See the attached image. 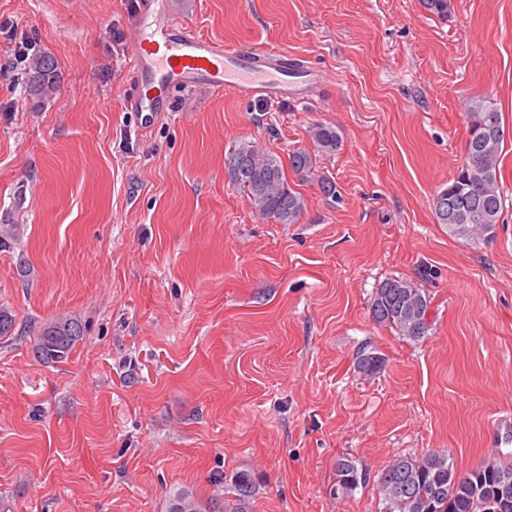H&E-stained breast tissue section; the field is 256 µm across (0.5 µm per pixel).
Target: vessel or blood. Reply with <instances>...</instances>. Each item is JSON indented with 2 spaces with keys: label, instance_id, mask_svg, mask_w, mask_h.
I'll return each mask as SVG.
<instances>
[{
  "label": "vessel or blood",
  "instance_id": "vessel-or-blood-1",
  "mask_svg": "<svg viewBox=\"0 0 512 512\" xmlns=\"http://www.w3.org/2000/svg\"><path fill=\"white\" fill-rule=\"evenodd\" d=\"M128 111L152 118L167 109L165 86L208 88L244 99H306L325 89L323 71L280 50L245 55L197 33L171 14L166 0H139L131 27Z\"/></svg>",
  "mask_w": 512,
  "mask_h": 512
}]
</instances>
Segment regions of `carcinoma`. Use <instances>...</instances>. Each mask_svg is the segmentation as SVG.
I'll use <instances>...</instances> for the list:
<instances>
[{
  "instance_id": "1",
  "label": "carcinoma",
  "mask_w": 512,
  "mask_h": 512,
  "mask_svg": "<svg viewBox=\"0 0 512 512\" xmlns=\"http://www.w3.org/2000/svg\"><path fill=\"white\" fill-rule=\"evenodd\" d=\"M431 14L445 20L451 13V0H421ZM27 86L35 99L56 95L58 78L55 63L48 55L29 60ZM469 128L466 153L448 184L434 198L445 212L459 219L446 222L448 234L474 240L483 236L482 225L499 223L503 211L500 187V161L505 131L502 115L494 100L474 99L466 108ZM314 151L297 149L288 162L254 145L243 144L229 159L230 177L249 205L260 217L279 224H297L305 210L304 198L288 184L285 167L319 185L323 194L332 197L336 187L318 174L317 154H334L342 145L336 128L316 124L310 131ZM373 321L396 332L397 336L419 342L432 329L431 298L417 282L389 278L375 290L371 302ZM32 350L41 362L58 363L69 358L84 330L81 321L71 315L47 320L32 330ZM512 478V453L489 459L466 474L456 472L446 452L428 453L421 457L398 456L377 473V489L384 504L383 512H512L501 502V478ZM337 486L349 493L370 480V473L358 460L343 456L336 460ZM233 499L224 500L223 512H244L254 486L250 477L237 475L230 488ZM168 512H212L211 507L194 495L174 496Z\"/></svg>"
}]
</instances>
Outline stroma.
Segmentation results:
<instances>
[{"label":"stroma","mask_w":512,"mask_h":512,"mask_svg":"<svg viewBox=\"0 0 512 512\" xmlns=\"http://www.w3.org/2000/svg\"><path fill=\"white\" fill-rule=\"evenodd\" d=\"M200 34L301 56L329 87L302 101L176 90L142 126L124 109L131 0H0V512H166L193 493L246 512H381L374 484L336 490V460L377 472L448 451L464 474L512 423V0H171ZM51 56L60 88L34 106L14 42ZM493 98L505 203L492 238L438 224L465 157L467 104ZM336 187L289 174L296 224L259 217L229 177L249 143L288 158L314 124ZM27 276H20L19 266ZM390 277L420 280L433 328L374 323ZM74 315L67 361L29 326ZM381 370L359 373L360 351ZM230 491L234 497L233 499L224 498L222 510H219V507L215 510L216 503L214 505L211 503L214 509L212 511L208 503L203 504L193 494L183 493L170 500L168 512H244V505L254 492V486L248 474L237 475L232 481ZM229 502H232L233 506H230Z\"/></svg>","instance_id":"1"}]
</instances>
